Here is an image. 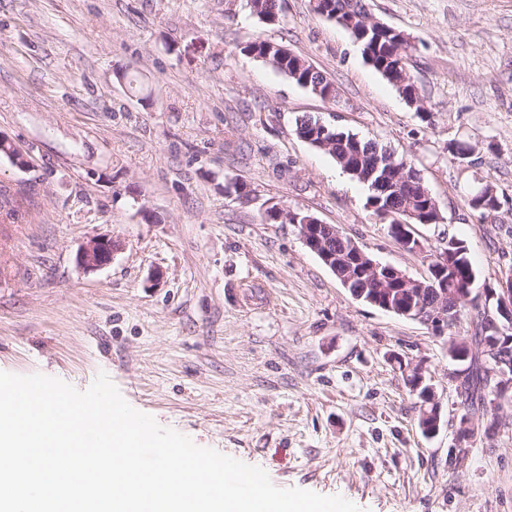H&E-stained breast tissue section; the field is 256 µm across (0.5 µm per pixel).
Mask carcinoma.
<instances>
[{"label":"carcinoma","instance_id":"1","mask_svg":"<svg viewBox=\"0 0 512 512\" xmlns=\"http://www.w3.org/2000/svg\"><path fill=\"white\" fill-rule=\"evenodd\" d=\"M243 7L263 22L274 23L279 20V0H243ZM310 9L316 16L346 30L359 46L365 61L399 94H404L415 83L410 70L414 51L410 38L400 32L393 33L373 25L366 0H310ZM243 51L288 76L298 85H307V89L313 93L334 87L321 71L297 54L288 55L281 44L259 39L244 46ZM327 130L323 138H315L310 141V145L333 157L345 172L367 187V204L373 212L389 208L398 211L409 208L417 210L422 207L423 201L419 200L415 183L422 176L412 160H403L375 140L359 138L330 125ZM471 152L473 148L466 141L457 140L448 144L449 159L453 163L471 165L473 160L467 157ZM403 161L407 162V167L399 177L394 164ZM486 190L491 192L487 199L468 202L471 210L481 215L499 208V197L494 189L488 186ZM476 277L470 253L466 252L453 261V268L448 270V289L462 290ZM459 312L471 324V335L449 337V342L461 344L460 353L463 358L460 365L467 371L461 390L458 391L459 405L477 416L488 413L494 415L496 409L492 407L491 395L495 381L489 376L481 356V346L486 336V312L466 301L459 303Z\"/></svg>","mask_w":512,"mask_h":512}]
</instances>
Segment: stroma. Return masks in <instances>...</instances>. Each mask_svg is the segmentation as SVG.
Instances as JSON below:
<instances>
[{"instance_id": "stroma-1", "label": "stroma", "mask_w": 512, "mask_h": 512, "mask_svg": "<svg viewBox=\"0 0 512 512\" xmlns=\"http://www.w3.org/2000/svg\"><path fill=\"white\" fill-rule=\"evenodd\" d=\"M415 45L426 114L368 65L348 32L281 0H0V371L77 390L107 374L124 399L195 444L263 468L280 488L360 512H512V404L458 443L445 339L355 299L269 208L339 227L415 278L366 188L299 138L309 115L413 160L444 216L432 250L464 239L478 283L512 266V0H368ZM288 46L338 89L328 102L243 54ZM465 140L474 164L448 160ZM243 183L245 195L229 191ZM501 206L467 205L483 185ZM110 265L76 261L95 236ZM434 385L426 437L401 364ZM251 15L266 23L279 21V0H243ZM119 247V243L111 237H92L77 253V263L88 272L99 270L112 262L113 255Z\"/></svg>"}]
</instances>
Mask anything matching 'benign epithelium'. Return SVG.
Wrapping results in <instances>:
<instances>
[{"label":"benign epithelium","instance_id":"7a95c632","mask_svg":"<svg viewBox=\"0 0 512 512\" xmlns=\"http://www.w3.org/2000/svg\"><path fill=\"white\" fill-rule=\"evenodd\" d=\"M385 218L393 219L390 227L393 238L406 251L421 253L423 242L410 231L411 225L388 212ZM304 245L314 253L332 272H337V254L330 247V239H339L343 247L350 250L349 263L357 270L365 271L369 279L377 284V290L370 293L365 287L352 288L350 292L357 300L387 312L396 313L409 320L426 325L436 337L448 334V322L460 325L462 319L456 314L448 317V303L458 305V296H448L445 290L448 273V251H443L433 265V276L422 282L409 277L391 265L374 260L353 240H344L341 230L334 224H325L318 219L303 220L298 225ZM119 243L107 236L90 238L77 253V263L83 270L93 272L112 262ZM499 287L489 288L478 294V301L485 306L490 325L489 336L485 337L483 355L490 367V375L496 382L497 397L512 390V342H503L504 332L512 328V272L501 273ZM414 392L420 395L432 412L426 413L431 423L422 425L427 435L436 433L441 423V405L436 390L421 367H415Z\"/></svg>","mask_w":512,"mask_h":512}]
</instances>
